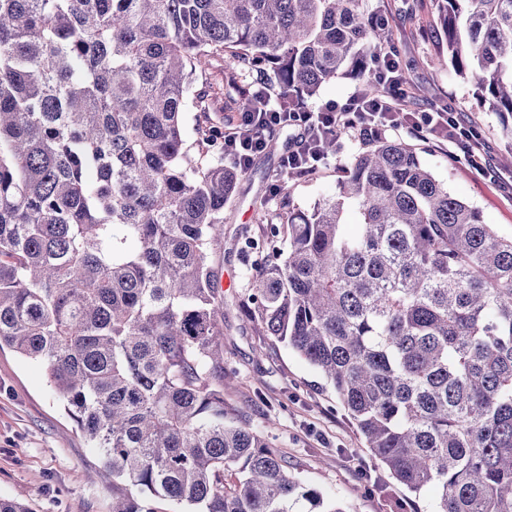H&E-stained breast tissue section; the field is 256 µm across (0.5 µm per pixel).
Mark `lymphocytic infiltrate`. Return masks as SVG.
I'll return each mask as SVG.
<instances>
[{
    "mask_svg": "<svg viewBox=\"0 0 512 512\" xmlns=\"http://www.w3.org/2000/svg\"><path fill=\"white\" fill-rule=\"evenodd\" d=\"M401 59L396 51H387L376 59L372 73L385 87L382 98L371 99L354 92L344 103L330 102L316 112H281L269 98H259L254 112L241 113L237 123L224 130V154L232 162L243 164L261 148L258 129L263 125L288 124L300 126L307 141L289 152L284 168H315L322 161L319 149L322 139L353 126L381 134L407 126L424 131L437 142L457 147L469 166L480 172L491 168L489 147L476 128L461 120L457 113L446 109L436 112H415L411 109L412 92L401 82Z\"/></svg>",
    "mask_w": 512,
    "mask_h": 512,
    "instance_id": "obj_1",
    "label": "lymphocytic infiltrate"
}]
</instances>
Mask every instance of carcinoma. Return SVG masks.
Wrapping results in <instances>:
<instances>
[{"label": "carcinoma", "mask_w": 512, "mask_h": 512, "mask_svg": "<svg viewBox=\"0 0 512 512\" xmlns=\"http://www.w3.org/2000/svg\"><path fill=\"white\" fill-rule=\"evenodd\" d=\"M364 0H0V347L39 363L122 483L112 512H342L224 402V165L209 102L292 112L393 44ZM456 75L512 133V0H436ZM224 58V90L197 72ZM200 114L187 144L182 114ZM337 196L258 210L238 306L314 366L433 512H512V236L401 140ZM359 214L346 231L345 209Z\"/></svg>", "instance_id": "obj_1"}]
</instances>
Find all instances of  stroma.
<instances>
[{
  "label": "stroma",
  "instance_id": "1",
  "mask_svg": "<svg viewBox=\"0 0 512 512\" xmlns=\"http://www.w3.org/2000/svg\"><path fill=\"white\" fill-rule=\"evenodd\" d=\"M371 12L389 14L394 45L416 84L429 92L418 99L420 112L433 98L473 124L490 149L492 164L512 171V137L499 117L483 111L470 82L438 63L439 31L431 20L433 0H366ZM395 137L416 145L423 163L449 191L479 209L485 223L512 235V187L470 168L462 153L438 145L408 128ZM361 147L341 136L336 155L317 173L290 185L295 207L309 210L335 196L339 169ZM281 153H258L249 175L224 208V359L234 376L224 383V400L256 426H271L275 447L293 473L320 490L342 512H432L433 494L409 492L368 452L362 436L334 391L319 373L286 344L262 342L245 326L237 308L253 272L241 255L244 236L255 228L260 203L275 205L274 184L282 170ZM114 477L95 449L89 448L47 383L43 369L8 347L0 348V497L27 488L29 512H112Z\"/></svg>",
  "mask_w": 512,
  "mask_h": 512
}]
</instances>
